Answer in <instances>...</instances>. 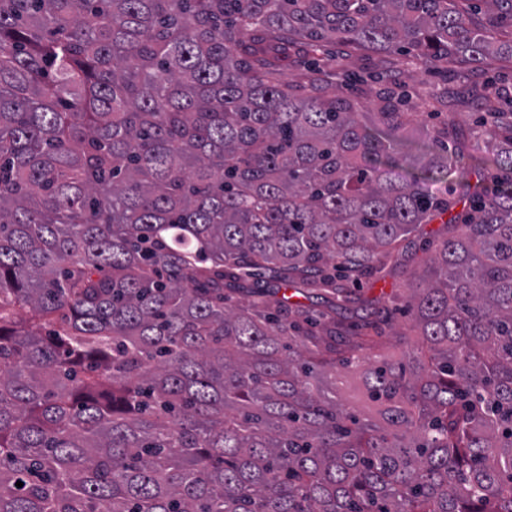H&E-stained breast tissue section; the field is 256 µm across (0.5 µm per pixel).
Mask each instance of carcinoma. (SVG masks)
Here are the masks:
<instances>
[{"instance_id": "obj_1", "label": "carcinoma", "mask_w": 512, "mask_h": 512, "mask_svg": "<svg viewBox=\"0 0 512 512\" xmlns=\"http://www.w3.org/2000/svg\"><path fill=\"white\" fill-rule=\"evenodd\" d=\"M333 41L489 67L512 0H0V512H512V111L278 79ZM464 174L361 419L286 292L354 302Z\"/></svg>"}]
</instances>
